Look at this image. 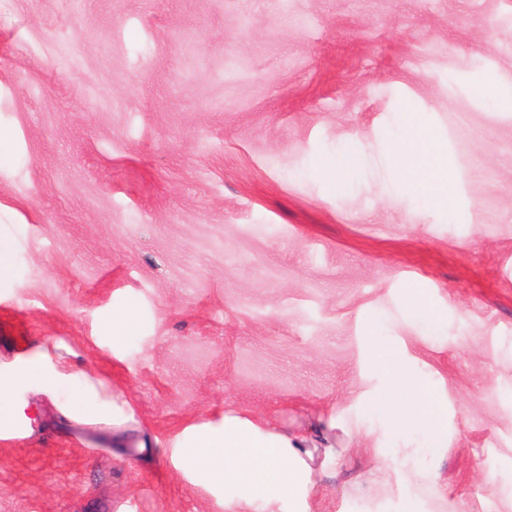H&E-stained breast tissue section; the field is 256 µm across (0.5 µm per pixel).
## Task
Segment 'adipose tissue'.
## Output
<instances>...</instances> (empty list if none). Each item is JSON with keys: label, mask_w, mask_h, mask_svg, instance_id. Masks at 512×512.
<instances>
[{"label": "adipose tissue", "mask_w": 512, "mask_h": 512, "mask_svg": "<svg viewBox=\"0 0 512 512\" xmlns=\"http://www.w3.org/2000/svg\"><path fill=\"white\" fill-rule=\"evenodd\" d=\"M405 124L408 132L390 154L392 166L402 171L411 192L421 201L458 215L469 213L475 202L457 191L448 147L440 134L412 112L406 113ZM365 164L363 153L341 148L320 156L315 170L328 192L338 196L359 181ZM371 359L381 380L370 399L371 407L391 417L395 427L424 431L431 448L445 447L448 427L440 421L438 411L427 408L426 390L405 365L379 349L373 350ZM67 379L66 373L36 360L0 372V425L11 423L19 394L33 386L52 392ZM302 447L300 438L228 414L193 429L177 444L182 461L191 471L217 478L232 489L229 504L237 510L258 502L301 500L307 483Z\"/></svg>", "instance_id": "1"}]
</instances>
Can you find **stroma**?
I'll return each mask as SVG.
<instances>
[{"label": "stroma", "instance_id": "35a3bbf8", "mask_svg": "<svg viewBox=\"0 0 512 512\" xmlns=\"http://www.w3.org/2000/svg\"><path fill=\"white\" fill-rule=\"evenodd\" d=\"M483 79L512 90V0H0V371L72 375L0 432V512H226L172 455L226 412L336 418L265 512H512V110ZM408 110L466 217L395 185ZM348 145L369 168L334 196L314 162ZM376 346L445 411L440 454L367 407ZM137 319L130 310H120L113 312L112 322L110 324L113 338L117 340L125 339L133 334L137 327ZM84 393L88 415L101 417L111 412L113 413L116 409L114 402L106 401L99 397V394L93 385H86ZM402 455L399 458L400 465L406 469L410 478L419 484H431L435 481V473L434 471L427 467H419L414 463L412 453L406 451H402Z\"/></svg>", "mask_w": 512, "mask_h": 512}]
</instances>
